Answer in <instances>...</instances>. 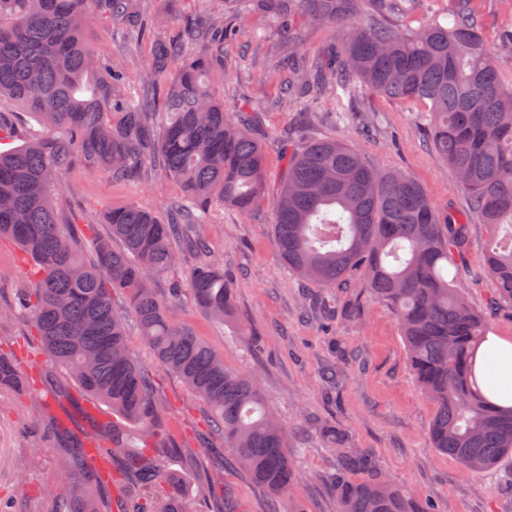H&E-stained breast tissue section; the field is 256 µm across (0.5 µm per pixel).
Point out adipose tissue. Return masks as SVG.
<instances>
[{"label": "adipose tissue", "instance_id": "1", "mask_svg": "<svg viewBox=\"0 0 512 512\" xmlns=\"http://www.w3.org/2000/svg\"><path fill=\"white\" fill-rule=\"evenodd\" d=\"M481 390H494L495 402L512 405V336L489 334L476 351Z\"/></svg>", "mask_w": 512, "mask_h": 512}]
</instances>
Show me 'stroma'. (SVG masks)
I'll return each instance as SVG.
<instances>
[{
	"instance_id": "35a3bbf8",
	"label": "stroma",
	"mask_w": 512,
	"mask_h": 512,
	"mask_svg": "<svg viewBox=\"0 0 512 512\" xmlns=\"http://www.w3.org/2000/svg\"><path fill=\"white\" fill-rule=\"evenodd\" d=\"M493 48L504 82L512 81V52L499 48L498 35L512 23V0H468ZM182 18L169 21L166 36L188 40L185 19L200 22L230 19L233 0H179ZM246 34L224 44V68L210 77L226 105H247L245 114L263 141L265 181L276 191L284 174L286 147H300L323 138L353 143L372 164L399 168L422 186L443 213L459 214L468 207L452 169L440 163L427 144L419 105L404 104L357 86L352 97L354 118L336 120L335 93L311 94L309 116L295 107L277 104L282 73L280 57L292 37H300L302 52L315 59L340 45L344 33L299 14L287 26L275 25L259 13L243 15ZM99 61L123 67L125 81L113 96L130 93L150 61L151 44L123 46L105 21L86 31ZM59 212L63 220L94 225L107 209L141 205L167 219V204L179 197V183L163 172L149 170L138 180L113 181L104 170H86L81 162L59 175ZM268 197L241 212L214 205L206 223L195 225V236L209 244V257L219 262L231 284L235 324L212 320L184 296L176 320L224 357L233 370L255 376L268 404L292 433L300 476L287 494L276 496L254 483L235 463L236 452L223 437L208 433L207 409L171 371L159 366L142 344L136 321L122 297L114 309L123 314L132 350L147 369L153 394L164 408L162 427L184 451L180 468L185 485V512H220L221 502L205 501L199 490L194 461L208 454L221 468L224 487L235 512H287L289 501L306 512H336L329 478L337 466L335 449L325 447L321 429L332 424L350 436L354 447L370 450L389 481L416 500H432L444 512H512V457L482 472L464 470L455 460L432 448L428 439L433 405L424 396L408 360L399 323L391 309L374 299L362 274L345 287L328 292L289 273L271 231ZM491 235L472 225L462 260L461 286L474 308L485 310L490 295L483 258ZM29 281V267L19 246L0 239V310L13 305ZM14 353L23 373L42 350L30 334L27 316L0 319V353ZM24 393L0 392V499L14 512H61L66 490L53 497L41 490L57 484L62 457L44 435L56 424L87 430L89 420L109 416L105 405L81 413L68 395L48 398L43 411L31 412Z\"/></svg>"
}]
</instances>
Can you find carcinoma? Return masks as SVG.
<instances>
[{
  "label": "carcinoma",
  "mask_w": 512,
  "mask_h": 512,
  "mask_svg": "<svg viewBox=\"0 0 512 512\" xmlns=\"http://www.w3.org/2000/svg\"><path fill=\"white\" fill-rule=\"evenodd\" d=\"M239 2L238 13L258 9L279 24L302 12L349 25L342 51L311 64L307 77L297 76L299 43H289L280 61L290 72L282 100L304 103L312 82L349 97L360 78L385 97L425 106L429 146L454 170L469 213L442 215L410 175L371 166L347 143L322 140L286 157L272 200V232L288 268L319 288L366 276L372 296L394 311L416 379L434 405L433 446L471 471L495 466L512 456V407L491 403L474 384L473 353L490 330L456 281L471 223L478 221L492 233L485 257L489 306L512 309V85L503 83L477 20L463 7L414 29L388 20L409 13L418 0ZM102 16L123 39L153 46L150 68L118 104L115 122L105 115L121 72L108 68L96 93L86 96L82 87L96 68L85 27ZM190 30L203 52L166 38L139 0H0V99L40 117V128L28 129L22 145L0 151V237L21 248L31 276L0 315L29 313L54 365L38 373L28 394L32 408L43 410L48 395L73 383L119 417L103 426L106 447L90 449L86 436L63 426L53 432L69 459L61 483L89 466L91 452L108 462L120 448L141 449L129 470L99 477L119 491V512L184 509L177 456L158 454L172 438L159 428L161 405L114 312V294L125 299L154 360L207 405L212 427L255 483L279 495L299 476L288 431L256 379L228 368L191 328L174 322L179 283L166 300L151 286L153 276L208 253L187 229L206 221L213 201L246 211L265 194L262 144L207 82L224 66V40L241 28L193 23ZM160 85L166 88L161 112L154 96ZM76 153L86 168L104 167L117 182L157 166L184 194L169 203L166 223L138 206L105 212L109 233L92 238L89 259L77 226L62 223L56 209L54 176L69 169ZM115 240L123 249L112 247ZM188 287L216 321L233 317L232 287L217 263L194 265ZM24 387L13 357L0 353V390ZM324 435L339 452L330 479L337 512H431L390 483L371 452L351 447L334 427ZM197 468L208 494L224 497L220 469L204 458ZM69 512H103L92 480L72 488Z\"/></svg>",
  "instance_id": "carcinoma-1"
}]
</instances>
